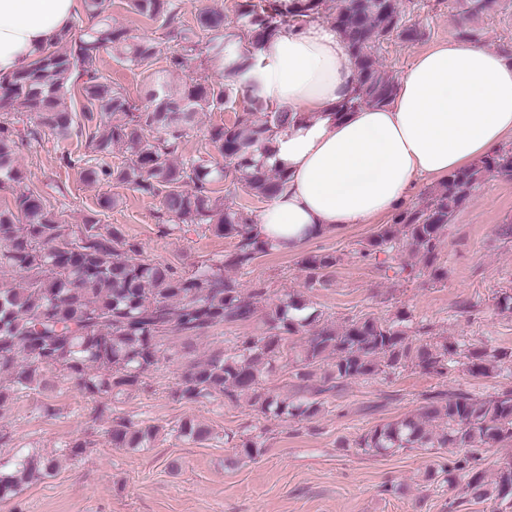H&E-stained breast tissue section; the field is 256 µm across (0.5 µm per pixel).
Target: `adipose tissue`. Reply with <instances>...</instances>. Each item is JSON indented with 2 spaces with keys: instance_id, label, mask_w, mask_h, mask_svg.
Returning <instances> with one entry per match:
<instances>
[{
  "instance_id": "ef3b65f1",
  "label": "adipose tissue",
  "mask_w": 512,
  "mask_h": 512,
  "mask_svg": "<svg viewBox=\"0 0 512 512\" xmlns=\"http://www.w3.org/2000/svg\"><path fill=\"white\" fill-rule=\"evenodd\" d=\"M78 10V0H0V78L69 29ZM254 76L294 115L264 159L286 167L288 181L255 226L288 254L389 215L413 183L447 178L512 138V59L471 43L420 53L388 105L352 112L336 109L357 76L331 24L270 39Z\"/></svg>"
}]
</instances>
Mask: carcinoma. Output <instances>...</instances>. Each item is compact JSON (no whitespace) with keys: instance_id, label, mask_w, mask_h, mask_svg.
<instances>
[{"instance_id":"obj_1","label":"carcinoma","mask_w":512,"mask_h":512,"mask_svg":"<svg viewBox=\"0 0 512 512\" xmlns=\"http://www.w3.org/2000/svg\"><path fill=\"white\" fill-rule=\"evenodd\" d=\"M85 10L98 19L95 26L64 33L36 58L0 80L4 112H24L29 125L22 134L8 118L0 120V190H9L12 202L0 208V407L12 397L48 384L61 372L85 394L95 397L138 388L144 375L165 353L178 354L171 340L194 339L226 325L247 322L265 305L266 330L260 336L237 340L230 350L193 362L174 391L176 400L202 403L222 397L234 403L250 397L262 414L282 422L314 417L321 403L278 398L265 387L269 367L295 355L292 375L304 380L325 362V390L344 381L369 378L413 364L443 375L456 346L414 344L399 312L391 322L360 318L338 328L321 322V314L300 299L269 301L268 289L257 283L242 296L224 269H246L274 247L253 233L248 213L216 196L214 185L231 174L232 188H241L270 201L288 180L286 168H268L256 160L268 151L275 134L293 121L287 108L271 112V119H253L266 98L249 73L263 43L288 29L320 19L339 32L357 74L353 95L338 104L340 112L362 106H385L397 93L398 82L382 68L378 51L393 39L413 42L420 29L404 21L401 0H339L336 14H323L324 0H237L244 19L236 32L226 31L224 12L202 9L191 25L180 20L179 0H129L136 14L160 23L178 43L164 57L167 74L191 71L195 77L173 90L156 77L145 87V104L129 98L100 73L103 52L144 71L157 59V46L124 27L112 25V0H84ZM219 73L224 83L212 79ZM249 106L229 124L211 127L207 151L181 160L187 130L200 112L224 109L237 94ZM82 100L84 120L65 100ZM59 139L86 137L90 152L107 158L131 150V157L113 167L102 163L84 168L90 182L115 180L142 194L159 196L163 224H204L219 236L235 240L224 258L208 260L192 273H180L154 261L135 260L136 251L117 228L99 231L91 220L73 238L41 193L25 185L27 176L16 166L15 154L26 140L44 133ZM512 178V150L473 161L434 186L423 205L398 212L368 240L362 255L388 253L403 237L422 255L434 280L448 277L437 265L438 251L448 224L465 207L488 177ZM333 254H311L301 261L306 281L315 287L336 266ZM26 275V286L16 288L7 272ZM306 334L303 343L292 337ZM507 357L503 351L474 347L466 355L467 370L488 376ZM156 430L130 419L112 421L108 436L114 448H149ZM179 435L195 443L210 439V431L191 421ZM512 444V392L480 397L467 392L435 393L424 398L415 417L379 426L356 442L381 453L411 448H463L469 452ZM263 442L246 437L238 444L241 455L255 457ZM57 462L49 456L15 454L0 459V499L17 496L34 474L53 475ZM462 486L477 501L500 505L512 501V463H501L496 478L464 457L448 467V486Z\"/></svg>"}]
</instances>
